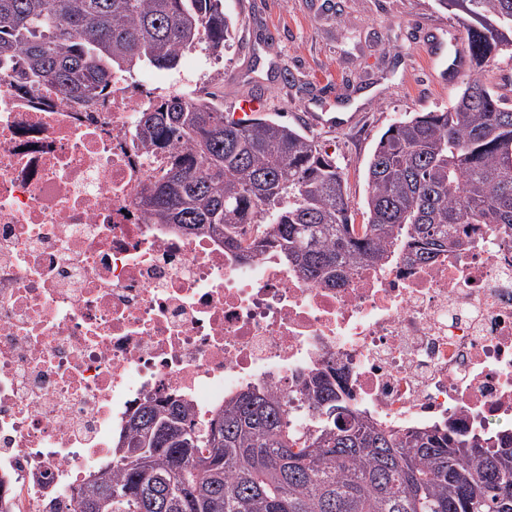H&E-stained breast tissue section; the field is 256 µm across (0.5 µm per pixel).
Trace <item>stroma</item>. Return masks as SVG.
Returning <instances> with one entry per match:
<instances>
[{
	"label": "stroma",
	"instance_id": "1",
	"mask_svg": "<svg viewBox=\"0 0 512 512\" xmlns=\"http://www.w3.org/2000/svg\"><path fill=\"white\" fill-rule=\"evenodd\" d=\"M237 22L215 82L224 113L241 97L304 128L341 166L356 223L366 221L368 160L390 124L448 106L464 74L452 70L463 29L437 0H224ZM314 112H345L341 128Z\"/></svg>",
	"mask_w": 512,
	"mask_h": 512
}]
</instances>
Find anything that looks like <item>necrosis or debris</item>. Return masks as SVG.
Masks as SVG:
<instances>
[{
	"label": "necrosis or debris",
	"mask_w": 512,
	"mask_h": 512,
	"mask_svg": "<svg viewBox=\"0 0 512 512\" xmlns=\"http://www.w3.org/2000/svg\"><path fill=\"white\" fill-rule=\"evenodd\" d=\"M188 78L116 72L82 102L0 66V492L51 512L111 457L127 415L178 397L200 419L252 386L296 423L326 366L354 412L395 430L485 435L512 423V233L473 224L432 261L394 245L339 288L272 252L151 223L164 156L139 114Z\"/></svg>",
	"instance_id": "necrosis-or-debris-1"
}]
</instances>
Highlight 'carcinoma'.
I'll return each mask as SVG.
<instances>
[{"instance_id":"obj_1","label":"carcinoma","mask_w":512,"mask_h":512,"mask_svg":"<svg viewBox=\"0 0 512 512\" xmlns=\"http://www.w3.org/2000/svg\"><path fill=\"white\" fill-rule=\"evenodd\" d=\"M462 13L472 61L450 106L382 134L366 170L367 222L354 223L336 159L271 117L224 115L218 89L159 99L142 113L148 152L173 142L139 201L154 224L238 245L243 224L270 229L253 250L279 253L309 282L340 286L354 263L384 264L398 237L429 262L462 224L512 231V100L488 78L512 59V0H438ZM224 0H0V60L22 86L103 98L112 72L178 67L199 44L217 58L235 39ZM313 428L250 388L198 420L179 398L147 397L112 462L72 488L103 512H512V432L468 437L437 426L394 431L357 416L336 370L305 385Z\"/></svg>"}]
</instances>
